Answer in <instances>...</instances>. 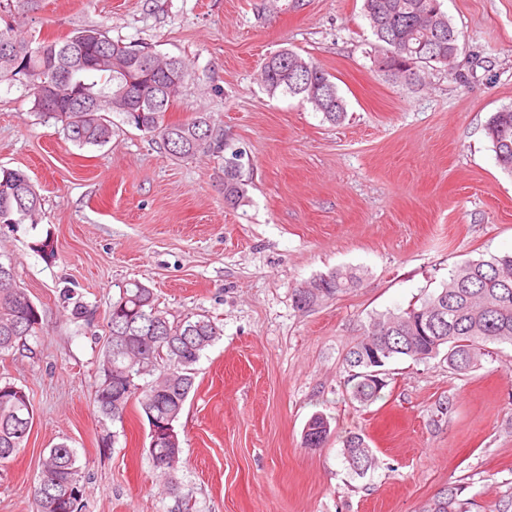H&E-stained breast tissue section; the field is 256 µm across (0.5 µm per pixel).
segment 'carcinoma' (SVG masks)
Instances as JSON below:
<instances>
[{
  "label": "carcinoma",
  "mask_w": 512,
  "mask_h": 512,
  "mask_svg": "<svg viewBox=\"0 0 512 512\" xmlns=\"http://www.w3.org/2000/svg\"><path fill=\"white\" fill-rule=\"evenodd\" d=\"M40 0H7V13L29 14ZM363 18L375 36L378 69L395 80L414 84L426 68L451 66L459 53L460 33L442 10L441 0H363ZM186 64L162 56L148 46L135 47L108 36L101 25L79 28L62 39L49 40L33 28L19 33L11 23L0 26V85L20 84L39 118L62 125L66 140L79 148L103 147L112 139L111 113L143 132L171 156L190 160L226 150L222 136L205 113L169 122L166 113L184 83H173L171 67ZM261 82L271 95L299 96L323 120L336 124L346 116V103L332 76L290 49L268 56ZM499 166L512 173V106L495 112L486 127ZM241 154L224 158V202L239 206L247 190L241 178ZM42 212L41 196L30 176L20 169L0 168V224H35ZM361 277L332 271L295 289V304L314 307L339 292L357 287ZM41 315L15 282L10 262L0 261V355L26 346ZM176 337L174 343L164 340ZM221 336L205 315L170 320L157 296L133 281L112 302L100 347L94 403L99 413L122 419L134 403L146 420L177 421L195 386L194 365ZM512 345V255L471 259L454 267L442 288L418 305L372 319L364 336L346 352L347 392L367 406L381 398L387 381L370 371L400 359L426 362L445 353L448 367L466 375L492 355V345ZM34 411L24 388L0 383V464L25 447ZM324 446L332 431L328 419L313 416L304 436ZM342 454L358 475L375 465L364 434L341 440ZM175 464H154L171 491L177 490ZM85 487L75 449L62 442L48 450L33 490L34 512H81ZM460 488L443 490L423 512H471Z\"/></svg>",
  "instance_id": "carcinoma-1"
}]
</instances>
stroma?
<instances>
[{"label": "stroma", "mask_w": 512, "mask_h": 512, "mask_svg": "<svg viewBox=\"0 0 512 512\" xmlns=\"http://www.w3.org/2000/svg\"><path fill=\"white\" fill-rule=\"evenodd\" d=\"M361 6L42 0L12 16L49 38L103 25L185 61L169 117L210 115L243 154L247 197L225 205L223 157L172 158L117 113L105 147L79 148L22 87L0 86V167L26 171L42 197L38 223L0 224V256L42 318L27 349L0 356V379L34 409L25 448L0 467V512H33L42 457L61 442L84 466L82 512H421L451 485L491 512L512 493V347L465 375L440 356L393 362L366 407L346 397L343 361L374 317L438 291L466 259L512 253V175L485 131L512 105V0H444L460 53L409 87L377 69ZM283 48L333 76L342 124L262 87L264 58ZM337 269L361 284L296 307V288ZM134 280L169 318L205 314L223 330L176 424L175 495L152 465L146 419L131 407L114 421L93 403V334ZM316 414L333 434L310 449ZM351 432L377 457L362 477L341 454Z\"/></svg>", "instance_id": "1"}]
</instances>
